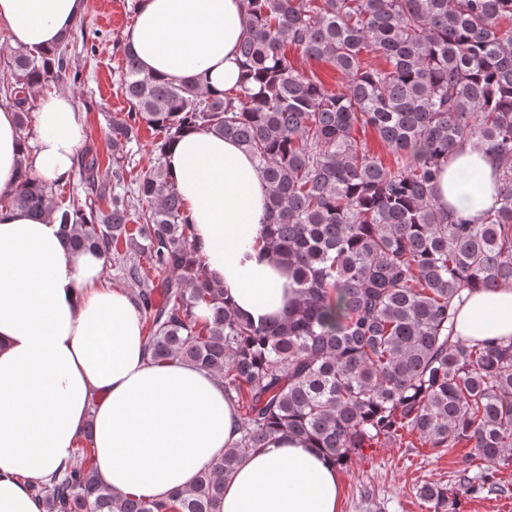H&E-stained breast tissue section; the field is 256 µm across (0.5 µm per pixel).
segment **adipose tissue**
Listing matches in <instances>:
<instances>
[{
    "label": "adipose tissue",
    "mask_w": 512,
    "mask_h": 512,
    "mask_svg": "<svg viewBox=\"0 0 512 512\" xmlns=\"http://www.w3.org/2000/svg\"><path fill=\"white\" fill-rule=\"evenodd\" d=\"M84 0H0L13 46L55 45ZM243 0H140L126 41L139 66L178 83L205 76L209 91L235 87ZM84 135L65 95L46 98L34 133L19 135L0 107V195L20 170L67 180ZM164 164L183 198L210 276L237 311L283 316L288 276L262 245L266 184L252 156L210 130H192ZM496 157L466 141L449 153L435 199L479 221L496 206ZM108 257L60 242L56 222L0 207V512H43L29 488L75 461L90 434L98 480L156 501L190 488L238 436L235 406L213 374L188 363L155 365L127 289L107 280ZM455 330L470 340L512 338V285L468 294ZM335 468L296 439L246 457L224 484L217 512H337Z\"/></svg>",
    "instance_id": "ef3b65f1"
}]
</instances>
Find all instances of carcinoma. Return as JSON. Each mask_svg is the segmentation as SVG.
<instances>
[{"label": "carcinoma", "mask_w": 512, "mask_h": 512, "mask_svg": "<svg viewBox=\"0 0 512 512\" xmlns=\"http://www.w3.org/2000/svg\"><path fill=\"white\" fill-rule=\"evenodd\" d=\"M239 44L244 81L146 73L124 47L128 119L112 122V185L93 149L77 157L81 190L55 204L23 176L4 202L53 218L75 250H102L137 284L134 304L153 364L190 363L223 380L240 436L195 484L167 502L101 484L90 433L81 461L31 484L48 512H215L224 480L278 436L306 441L343 470L381 441L433 455L470 448L447 482L415 496L427 512L506 495L512 468V340L456 335L465 292L512 283V0H247ZM330 64L332 90L288 58ZM376 53L381 68L364 65ZM8 85L25 131L27 89L69 73L62 46L16 48ZM154 162L131 178L141 126ZM205 128L252 155L267 184L266 250L288 269L287 315L256 324L224 298L191 239L163 157L183 130ZM371 130L386 164L354 137ZM500 158L498 203L479 224L441 209V165L464 139Z\"/></svg>", "instance_id": "obj_1"}]
</instances>
